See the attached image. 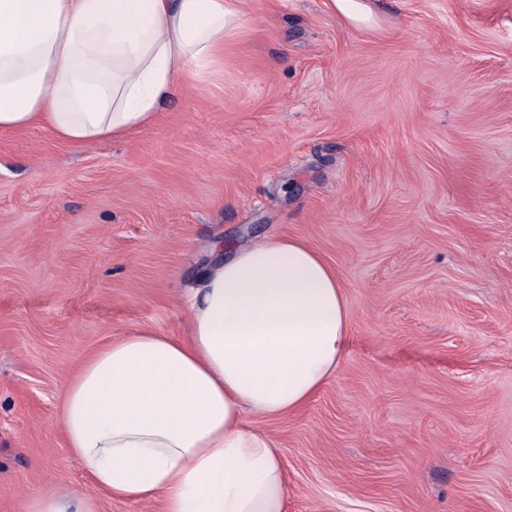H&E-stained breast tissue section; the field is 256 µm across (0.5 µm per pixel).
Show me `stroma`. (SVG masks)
Wrapping results in <instances>:
<instances>
[{"mask_svg": "<svg viewBox=\"0 0 512 512\" xmlns=\"http://www.w3.org/2000/svg\"><path fill=\"white\" fill-rule=\"evenodd\" d=\"M246 0L157 122L0 133V512L91 486L58 418L81 361L182 336L219 242L306 241L351 341L278 443L286 512H512V0ZM333 7L337 8L354 26H370L373 18L370 10L359 0H331Z\"/></svg>", "mask_w": 512, "mask_h": 512, "instance_id": "35a3bbf8", "label": "stroma"}]
</instances>
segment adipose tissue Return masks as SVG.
Masks as SVG:
<instances>
[{
  "label": "adipose tissue",
  "instance_id": "1",
  "mask_svg": "<svg viewBox=\"0 0 512 512\" xmlns=\"http://www.w3.org/2000/svg\"><path fill=\"white\" fill-rule=\"evenodd\" d=\"M243 16L244 0H0V132L125 139L211 73ZM185 310L187 335L142 327L66 380L60 423L93 491L50 487L26 512H98L100 492L161 512H286L278 447L248 419L299 410L335 372L341 281L295 237L218 244Z\"/></svg>",
  "mask_w": 512,
  "mask_h": 512
}]
</instances>
